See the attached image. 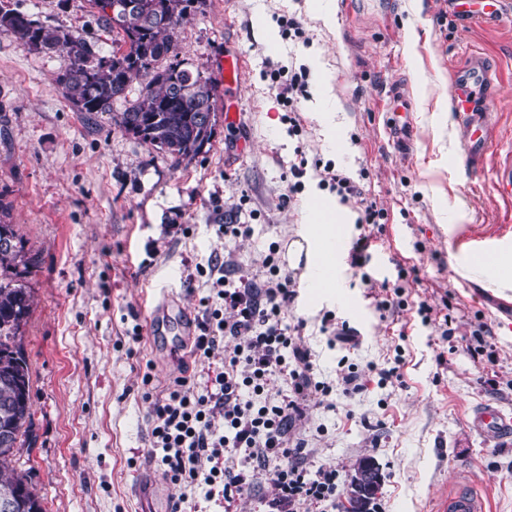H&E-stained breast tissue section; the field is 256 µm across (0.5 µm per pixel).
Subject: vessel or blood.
<instances>
[{
	"label": "vessel or blood",
	"mask_w": 512,
	"mask_h": 512,
	"mask_svg": "<svg viewBox=\"0 0 512 512\" xmlns=\"http://www.w3.org/2000/svg\"><path fill=\"white\" fill-rule=\"evenodd\" d=\"M471 3L472 0H451L453 11L462 22H495L512 15V0H481L478 10L472 9ZM491 82L490 69L476 56L456 71L451 85V100L463 133V152L471 162L482 158L491 144L490 114L495 107ZM472 425L483 433L506 434L512 432V417L498 408L483 406L474 412ZM136 491L144 503L141 512H172L174 497L155 475L141 477ZM438 512H486V506L472 486L461 482L442 500Z\"/></svg>",
	"instance_id": "obj_1"
}]
</instances>
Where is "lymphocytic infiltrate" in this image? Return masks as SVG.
I'll return each mask as SVG.
<instances>
[{
    "label": "lymphocytic infiltrate",
    "instance_id": "lymphocytic-infiltrate-1",
    "mask_svg": "<svg viewBox=\"0 0 512 512\" xmlns=\"http://www.w3.org/2000/svg\"><path fill=\"white\" fill-rule=\"evenodd\" d=\"M310 169L319 188L358 204L360 223L386 220V209L353 177L319 158L290 165V193H299ZM237 266L234 257L217 254L196 268L215 303L203 311L190 354L222 366L202 386L186 374L172 379L153 402L149 443L161 452L166 479L183 489L199 486L205 498L234 503L262 478L274 490L271 512H328L340 494L338 474L309 469L308 442L297 424L310 406L331 410L335 395L362 393L363 379L350 370L334 385L317 380L311 349L282 318L297 292L274 253L260 270L237 276Z\"/></svg>",
    "mask_w": 512,
    "mask_h": 512
}]
</instances>
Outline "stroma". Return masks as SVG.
I'll return each mask as SVG.
<instances>
[{
    "instance_id": "stroma-1",
    "label": "stroma",
    "mask_w": 512,
    "mask_h": 512,
    "mask_svg": "<svg viewBox=\"0 0 512 512\" xmlns=\"http://www.w3.org/2000/svg\"><path fill=\"white\" fill-rule=\"evenodd\" d=\"M6 2L112 52L113 34L89 0ZM288 16L301 22V39L285 36L280 20ZM173 42L184 68L207 78L218 76V53L245 62L237 122L225 120L226 101L216 97L209 144L178 164L110 116L77 111L55 81L65 56L0 33V221L16 225L41 259L25 328L36 440L18 458L49 512H138L136 477L155 468L152 399L188 360L178 336L183 312H171L153 336L151 304L168 294L201 318L209 290L190 281L196 265L229 250L252 272L269 244L286 250L309 221L317 187L308 175L304 190L288 195L299 146L360 176L366 196L389 211L370 230L364 269L342 256L338 291L312 293L291 273L298 295L284 317L302 323L318 378L335 380L350 365L368 380L364 392L337 396L335 409L310 408L301 426L310 464L338 470L346 485L356 461L373 457L382 512H435L461 479L488 498L491 512H512V433L492 437L469 425L486 404L512 417V289L463 269L480 249L512 250V198L497 185L512 151V16L466 24L448 0H206ZM475 53L495 74L496 108L493 146L468 166L447 104L452 71ZM277 68L306 73L298 137L288 133L289 108L268 76ZM397 89L410 102L413 129L400 145ZM323 112L336 115L335 138L323 130ZM232 215L252 225L250 237H218ZM401 267L410 271L408 305L381 318L370 293ZM422 299L438 309L452 304V336L422 324ZM328 311L359 329L356 350L328 348L319 331ZM481 324L491 331L489 359L468 350ZM391 367L396 377L381 381Z\"/></svg>"
}]
</instances>
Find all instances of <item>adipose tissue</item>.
<instances>
[{"label":"adipose tissue","mask_w":512,"mask_h":512,"mask_svg":"<svg viewBox=\"0 0 512 512\" xmlns=\"http://www.w3.org/2000/svg\"><path fill=\"white\" fill-rule=\"evenodd\" d=\"M321 204L330 214L329 223L313 219L304 225L298 239L288 247L290 267L301 269L302 277L307 281L318 275L335 278L336 254L330 251L329 246L338 239L339 225L350 220L349 214L337 206L335 199L322 198Z\"/></svg>","instance_id":"adipose-tissue-1"}]
</instances>
